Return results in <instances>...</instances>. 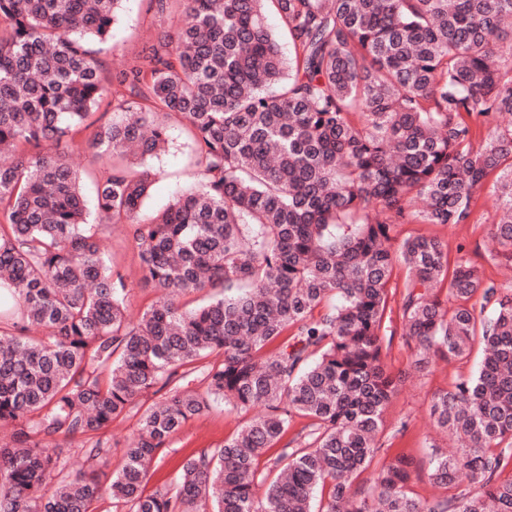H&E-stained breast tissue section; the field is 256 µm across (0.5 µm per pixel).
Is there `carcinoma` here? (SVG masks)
Here are the masks:
<instances>
[{"label":"carcinoma","mask_w":512,"mask_h":512,"mask_svg":"<svg viewBox=\"0 0 512 512\" xmlns=\"http://www.w3.org/2000/svg\"><path fill=\"white\" fill-rule=\"evenodd\" d=\"M124 2L0 0V512H98L106 499L126 512H512V291L463 259L448 270L436 237L392 249L399 224L467 222L496 171L492 239L512 264V0H147L160 17L179 9L177 26L112 73L92 43ZM114 83L112 120L94 117ZM174 116L199 186L142 220L144 164ZM83 145L112 161L92 212L68 162ZM92 216L131 226L158 291L137 316ZM397 263L415 364L483 351L432 398V425L458 447L430 460L444 490L431 502L412 495L419 465L405 455L359 482L384 453L398 386L384 353ZM213 353L206 391L189 389L184 367ZM161 379L169 398L143 412L109 482L48 447L106 428ZM215 399L254 415L186 458L175 488L145 493L158 451ZM297 418L308 423L289 439ZM272 450L270 481L259 459Z\"/></svg>","instance_id":"carcinoma-1"}]
</instances>
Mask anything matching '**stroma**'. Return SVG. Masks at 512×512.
I'll return each instance as SVG.
<instances>
[{"label": "stroma", "mask_w": 512, "mask_h": 512, "mask_svg": "<svg viewBox=\"0 0 512 512\" xmlns=\"http://www.w3.org/2000/svg\"><path fill=\"white\" fill-rule=\"evenodd\" d=\"M176 23V15L160 18L149 12L145 0H126L123 18L114 28L104 56L107 67L114 71L128 67L134 60L137 48L157 28L170 29ZM170 125V141L165 151L149 161L154 177L150 195L141 212L145 218L171 203L198 180L187 131L178 119H171ZM471 209L468 223L402 224L398 226L395 237L400 241L418 235L438 238L447 247L449 262L465 258L479 267L485 282L512 290V266L493 258L491 253L490 232L496 220L492 184H485L474 195ZM99 236L113 269L120 271L128 283L130 313L135 315L142 312L156 300L158 293L142 279L140 259L130 239L128 225L100 226ZM406 276L405 266L396 265L390 282L389 328L394 336L386 361L390 370L399 376L400 382L396 395L384 411L385 446L389 455L406 454L417 460L421 470L418 477L413 479L411 489L415 497L424 501L439 493L426 470L430 455L437 451H449L457 445L454 437L432 428L429 419L431 400L436 392L449 388L458 378L472 375L477 369L481 351L473 349L470 358L464 360H441L423 369L415 368L412 352L402 336L400 298ZM168 395L167 386L155 385L138 399L134 408L99 434L59 439L63 458L73 467H80L83 462L82 449L91 447L101 438L110 441L112 465L120 467L122 450L133 436L140 416L148 407L164 402ZM247 418V413L218 403L203 416L189 420L174 437L170 447L162 450L146 483V492L173 485L185 457L205 448L222 447L226 439L241 429Z\"/></svg>", "instance_id": "stroma-1"}]
</instances>
